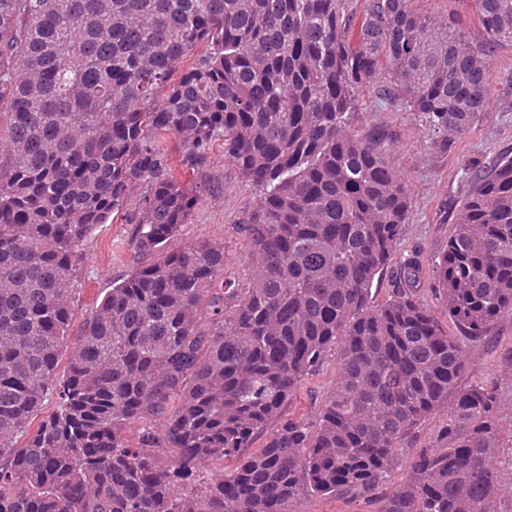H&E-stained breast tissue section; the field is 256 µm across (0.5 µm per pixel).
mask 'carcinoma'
Here are the masks:
<instances>
[{"mask_svg": "<svg viewBox=\"0 0 512 512\" xmlns=\"http://www.w3.org/2000/svg\"><path fill=\"white\" fill-rule=\"evenodd\" d=\"M474 4L481 47L457 9L437 21L410 0H368L352 37L346 0H0V512H291L303 486L378 512H498V388L457 380L464 341L512 313V156L470 175L433 266L454 336L420 299L413 256L373 301L410 197L386 136L351 125L385 73L432 148L463 135L493 94L494 50L512 46V0ZM164 134L192 171L220 143L262 193L246 287L224 280L220 242L167 249L200 190ZM135 194L131 243L158 258L72 338L84 247ZM329 355L317 423L285 419L245 453ZM444 407L446 447L380 493Z\"/></svg>", "mask_w": 512, "mask_h": 512, "instance_id": "1", "label": "carcinoma"}]
</instances>
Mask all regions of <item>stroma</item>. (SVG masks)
Returning <instances> with one entry per match:
<instances>
[{
  "mask_svg": "<svg viewBox=\"0 0 512 512\" xmlns=\"http://www.w3.org/2000/svg\"><path fill=\"white\" fill-rule=\"evenodd\" d=\"M492 79L494 94L487 112L481 113L469 131L445 151L432 149L417 115L408 112L400 101L388 97L386 76H379L373 86L358 94L352 120L354 129L387 135L388 161L411 189L410 219L390 265L374 282L375 303L385 302L398 288L399 263L413 255L422 265L418 287L421 300L437 316H444L432 268L454 230L452 215L469 189L468 175L473 170L490 167L503 155H512L511 46L496 50ZM177 175L181 180L201 184L205 191L189 224L171 241V248H180L196 238L223 242L225 279L245 278L252 257L245 245L242 226L259 207L260 192L241 177L236 166L218 148L203 168L195 172L181 169ZM130 236V225L120 217L96 230L76 282L74 326H81L113 283L125 279L136 266L148 263V256L135 251ZM466 349L467 365L458 380L459 386L479 381H494L499 386L502 430L498 471L505 489L501 507L502 512H512V314L503 315L485 338L467 343ZM335 374L336 359L331 356L305 378L286 402L283 417L316 422ZM447 421L448 412L443 409L422 422L401 449L398 463L383 486L384 492H391L408 479L409 462L419 449L437 447V436ZM292 512H378V505L355 495L320 497L304 490L293 504Z\"/></svg>",
  "mask_w": 512,
  "mask_h": 512,
  "instance_id": "stroma-1",
  "label": "stroma"
}]
</instances>
